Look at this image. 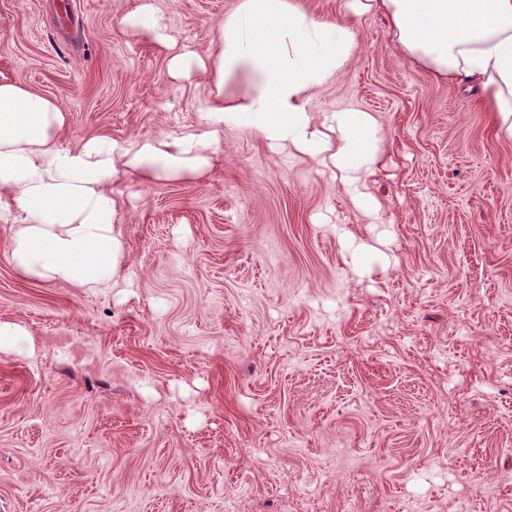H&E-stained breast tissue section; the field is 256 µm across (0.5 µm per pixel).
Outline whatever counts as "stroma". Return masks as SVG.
Listing matches in <instances>:
<instances>
[{"label": "stroma", "mask_w": 512, "mask_h": 512, "mask_svg": "<svg viewBox=\"0 0 512 512\" xmlns=\"http://www.w3.org/2000/svg\"><path fill=\"white\" fill-rule=\"evenodd\" d=\"M142 0H0V80L60 143L191 130L204 77L120 21ZM206 53L237 0H153ZM316 112L379 122L368 216L228 129L201 177L118 181L108 292L20 276L0 223V512H512V140L363 16ZM28 333L16 324H0V348L8 347L16 353H23L32 347Z\"/></svg>", "instance_id": "obj_1"}]
</instances>
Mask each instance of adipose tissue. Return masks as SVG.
<instances>
[{
  "label": "adipose tissue",
  "mask_w": 512,
  "mask_h": 512,
  "mask_svg": "<svg viewBox=\"0 0 512 512\" xmlns=\"http://www.w3.org/2000/svg\"><path fill=\"white\" fill-rule=\"evenodd\" d=\"M373 10L407 59L476 88L512 139V0H355L348 21L317 15L301 0H239L204 58L177 46L145 0L123 26L171 50L173 78L194 67L207 75L210 101L191 131L132 142L98 134L72 150L58 143L66 116L55 99L0 81V222L11 227L15 269L44 283L111 288L123 257L113 184L201 175L228 127L331 168L356 205L373 209L366 182L377 163L376 118L310 109L357 52V19Z\"/></svg>",
  "instance_id": "ef3b65f1"
}]
</instances>
